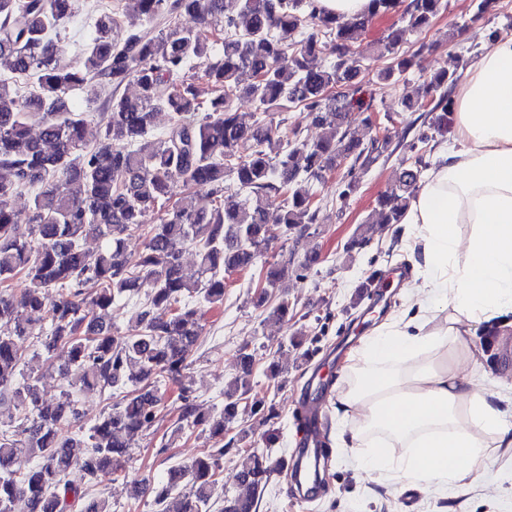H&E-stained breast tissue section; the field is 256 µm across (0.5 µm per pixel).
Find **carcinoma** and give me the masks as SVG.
Here are the masks:
<instances>
[{
    "label": "carcinoma",
    "instance_id": "cac0c4a2",
    "mask_svg": "<svg viewBox=\"0 0 512 512\" xmlns=\"http://www.w3.org/2000/svg\"><path fill=\"white\" fill-rule=\"evenodd\" d=\"M444 9L443 0H412L400 25L378 42V56L391 64L376 73L388 81L420 67V53H399L405 37L426 28ZM79 0H0V285L18 275L29 287L16 295L0 288V406L13 412L0 423V512H112L105 500H85L82 484L129 471L139 435L161 413L160 384L186 368L200 322L193 302L223 304L225 277L257 266L277 233L288 235L315 223L311 186L348 158L366 167L376 159V141L363 145L347 136L344 123L355 106L362 70L347 58L350 46L377 14L341 20L322 13L316 0H137L133 17L102 11L82 60L56 58L60 25L73 19ZM195 17L184 27L180 17ZM328 50L336 60L314 67ZM249 82L242 84V76ZM133 95H117L125 83ZM213 96L199 98L198 84ZM456 78L429 77L410 109L435 113L424 144L448 135ZM261 112L307 111L324 130L310 141L301 129L281 132L255 113L233 108L237 89ZM108 92L102 137L85 141L88 116L72 99ZM164 132L152 135L159 113ZM38 125L33 137L30 127ZM425 168L423 156L402 167L398 185L381 195L377 224H399ZM209 188L199 207L191 190ZM31 192L27 231H20L12 201ZM145 238L136 256L128 236ZM103 241L94 254L81 242ZM196 252V273L186 272L183 251ZM284 269L263 267L253 303L268 317L294 318L288 297L268 305ZM144 294L133 332L115 336L96 323L93 308L106 310L125 296ZM44 313L48 330L26 314ZM40 344L59 361L67 389L53 404L43 402V376L16 381L28 349ZM253 354L239 353L240 374L224 386V407L199 411L182 389L179 420L200 427L212 440L203 455L169 469L166 482L151 488L159 512H208L224 458V433L250 400V412L274 417L265 399L250 397ZM130 387L81 434L61 436L80 420L78 387ZM253 451L238 464L234 495L222 512H257L274 471Z\"/></svg>",
    "mask_w": 512,
    "mask_h": 512
}]
</instances>
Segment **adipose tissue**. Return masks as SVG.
<instances>
[{
	"label": "adipose tissue",
	"mask_w": 512,
	"mask_h": 512,
	"mask_svg": "<svg viewBox=\"0 0 512 512\" xmlns=\"http://www.w3.org/2000/svg\"><path fill=\"white\" fill-rule=\"evenodd\" d=\"M455 136L402 218L415 256L406 313L354 348L337 411L364 470L438 492L479 481L512 451V423L475 361L480 324L512 313V33L467 70Z\"/></svg>",
	"instance_id": "adipose-tissue-1"
}]
</instances>
